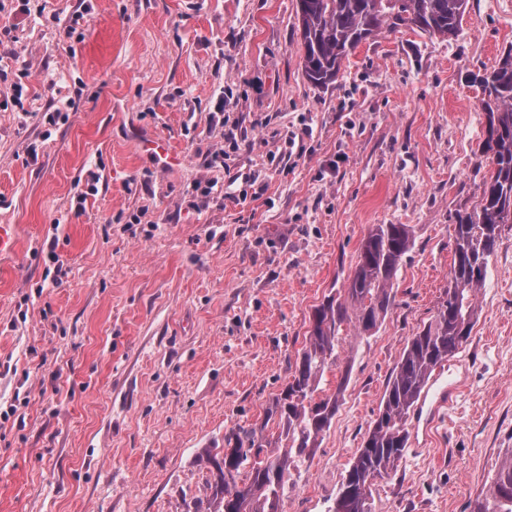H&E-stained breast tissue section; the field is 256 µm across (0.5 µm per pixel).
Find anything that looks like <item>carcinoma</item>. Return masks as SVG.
I'll return each instance as SVG.
<instances>
[{"mask_svg": "<svg viewBox=\"0 0 512 512\" xmlns=\"http://www.w3.org/2000/svg\"><path fill=\"white\" fill-rule=\"evenodd\" d=\"M468 0H298L300 45L307 81L336 83L343 61L382 29L414 26L453 36ZM482 90L486 135L480 156L487 171L472 208L456 213L450 286L431 320L407 342L393 368L376 418L348 463L333 512H373L372 487L395 470L409 439L408 421L434 370L457 353L478 317L476 291L485 281L505 225L512 224V46L491 71L470 76ZM413 245L409 224H374L341 298L328 296L312 313L305 344L281 392L260 424L224 435L230 459L206 450L205 496L194 512H278L292 471L319 447L335 417L343 384L318 395L336 364L343 327L366 336L379 329L394 302L393 279ZM277 432H268L269 424ZM470 512H512V448L477 496Z\"/></svg>", "mask_w": 512, "mask_h": 512, "instance_id": "1", "label": "carcinoma"}]
</instances>
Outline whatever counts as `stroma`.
I'll use <instances>...</instances> for the list:
<instances>
[{"label":"stroma","instance_id":"35a3bbf8","mask_svg":"<svg viewBox=\"0 0 512 512\" xmlns=\"http://www.w3.org/2000/svg\"><path fill=\"white\" fill-rule=\"evenodd\" d=\"M296 9L0 0V224L18 240L0 259V512H188L198 453L261 422L371 225L409 224L394 305L325 373L340 407L279 512L333 507L448 286L455 212L482 179L468 76L512 45V0H469L447 38L381 30L325 88L303 75ZM306 119L313 135L289 155ZM132 123L182 163L158 169ZM477 304L464 364L446 363L459 402L376 482L375 512H469L512 448V224Z\"/></svg>","mask_w":512,"mask_h":512}]
</instances>
